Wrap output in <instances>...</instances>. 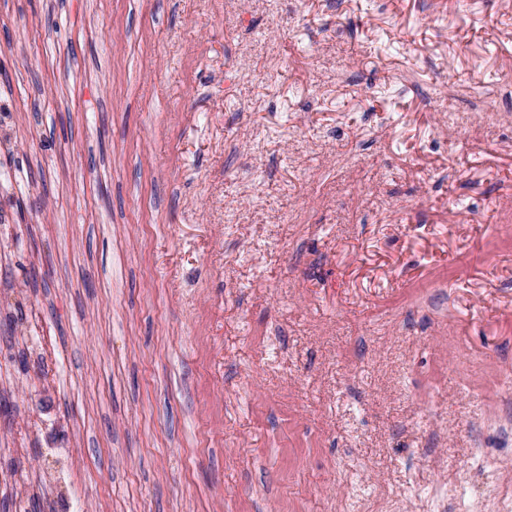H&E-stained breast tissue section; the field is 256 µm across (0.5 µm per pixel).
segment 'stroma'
<instances>
[{
    "mask_svg": "<svg viewBox=\"0 0 512 512\" xmlns=\"http://www.w3.org/2000/svg\"><path fill=\"white\" fill-rule=\"evenodd\" d=\"M499 101L476 132L449 87ZM477 512L512 485V0H0V512Z\"/></svg>",
    "mask_w": 512,
    "mask_h": 512,
    "instance_id": "stroma-1",
    "label": "stroma"
}]
</instances>
